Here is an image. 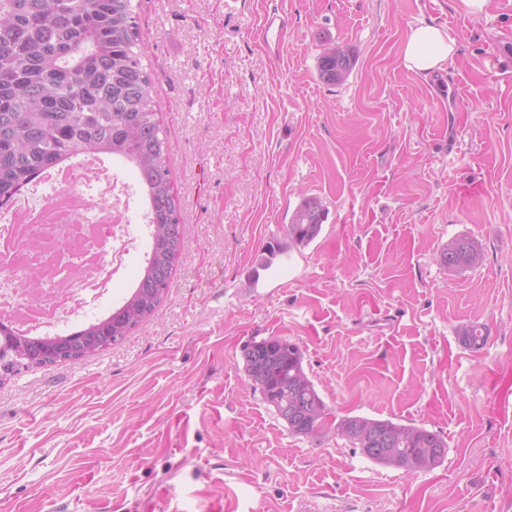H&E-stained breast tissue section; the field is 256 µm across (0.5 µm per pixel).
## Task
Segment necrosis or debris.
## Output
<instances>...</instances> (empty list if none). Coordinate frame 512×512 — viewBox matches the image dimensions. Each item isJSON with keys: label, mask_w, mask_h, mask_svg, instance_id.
I'll return each mask as SVG.
<instances>
[{"label": "necrosis or debris", "mask_w": 512, "mask_h": 512, "mask_svg": "<svg viewBox=\"0 0 512 512\" xmlns=\"http://www.w3.org/2000/svg\"><path fill=\"white\" fill-rule=\"evenodd\" d=\"M105 154L71 160L69 185L52 172L31 181L0 209V320L29 336L55 334L88 317L126 269L132 248L148 252L151 210L142 189L121 178ZM139 220L131 240L127 227ZM39 300L22 290L31 272Z\"/></svg>", "instance_id": "1"}]
</instances>
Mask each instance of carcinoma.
<instances>
[{"label": "carcinoma", "mask_w": 512, "mask_h": 512, "mask_svg": "<svg viewBox=\"0 0 512 512\" xmlns=\"http://www.w3.org/2000/svg\"><path fill=\"white\" fill-rule=\"evenodd\" d=\"M134 0H0V208L43 170L87 153L118 155L131 163L151 207V247L137 284L111 312L67 334L73 362L109 350L161 306L179 262L185 227L153 96L155 80L143 63ZM354 59L344 50L322 51L320 78L344 82ZM325 219L321 202L302 199L288 224L292 243L315 240ZM481 243L459 237L440 261L450 269L479 265L472 252ZM460 341L481 347L485 336L468 325ZM45 337L19 336L0 321V376L23 368L66 363ZM244 372L261 400L287 420L289 432H320L328 408L308 379L297 343L281 336L255 340L243 350ZM385 429L419 462V470L442 465L448 442L441 434L391 419L348 416L336 433L369 461L385 465L374 442L352 435L349 426Z\"/></svg>", "instance_id": "1"}]
</instances>
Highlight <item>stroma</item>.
Listing matches in <instances>:
<instances>
[{
    "mask_svg": "<svg viewBox=\"0 0 512 512\" xmlns=\"http://www.w3.org/2000/svg\"><path fill=\"white\" fill-rule=\"evenodd\" d=\"M186 227L160 309L112 349L0 383V512H512V0H138ZM288 18L279 57L254 39ZM429 23L455 41L408 70ZM350 51L344 83L318 73ZM325 210L288 239L301 200ZM478 240L483 263L440 253ZM287 284L266 275L268 246ZM483 326L482 348L461 344ZM282 336L335 418L440 432L412 474L289 433L243 349ZM401 54L405 66L418 73L441 68L456 54L455 43L431 24L413 27L403 40ZM332 49H323L322 53L318 58V69L320 78L332 85L341 84L345 80L343 74L347 72L349 76L353 67L354 59L349 53L343 49H338L339 52L336 54ZM324 219L325 212L317 198L302 199L288 224L289 240L297 245H308L319 236ZM478 249L482 252V260L473 259L472 252ZM483 247L481 243L469 237L454 238L448 242L440 255V261L448 269L472 268L483 261Z\"/></svg>",
    "mask_w": 512,
    "mask_h": 512,
    "instance_id": "stroma-1",
    "label": "stroma"
}]
</instances>
